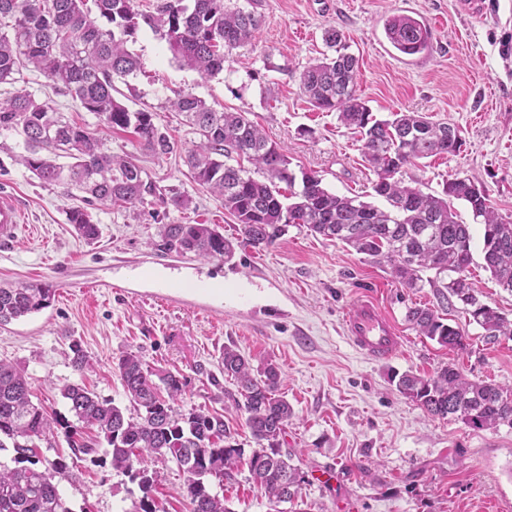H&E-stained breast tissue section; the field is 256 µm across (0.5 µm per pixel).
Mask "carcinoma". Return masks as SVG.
<instances>
[{
  "label": "carcinoma",
  "instance_id": "obj_1",
  "mask_svg": "<svg viewBox=\"0 0 512 512\" xmlns=\"http://www.w3.org/2000/svg\"><path fill=\"white\" fill-rule=\"evenodd\" d=\"M84 2L0 0V84L16 83L24 69L38 71L53 82L57 94L114 129L132 130L139 149L156 156L172 153L175 141L155 124L153 113L132 111L112 95L114 79L124 80L140 68L126 48L129 38L146 25L167 41L179 65L211 78L224 70L227 55L254 40L262 22L258 0H247L245 7L226 0H193L191 6L185 0H158L152 12L137 10L134 0H95L106 20L102 26L84 11ZM384 31L406 55L430 48V31L411 16L387 18ZM323 40L330 53L303 70L300 91L313 107L337 113L341 125L361 135L362 157L375 176L371 196L386 207L359 195L331 193L314 173L296 179L282 148L246 113L217 112L192 93L179 92L172 106L200 136L184 156L191 177L223 201L246 245L268 248L288 227L299 226L390 266L408 288L423 287L425 271L433 270L438 277L451 272L454 277L442 284L443 299L461 303L462 312L483 329L487 343L512 336V319L485 304L468 280L470 225L456 219L453 201L465 202L473 217L482 219L485 269L510 291L512 222L498 219L483 186L468 177L449 180L439 195L400 178L407 166L455 153L460 136L448 137L447 124L420 112L396 111L387 119L377 118L358 94V60L346 52L342 31L330 25ZM0 129L21 136L24 153L18 162L40 181L74 188L89 205L133 206L153 191L132 157L112 154L88 127L64 120L25 89L0 100ZM60 158L70 162L60 164ZM243 160L262 177H254L241 165ZM67 219L82 238H98V224L87 209L72 207ZM159 238L156 247L165 252L226 261L235 254L234 241L209 224H163ZM53 296L45 284H0V326L49 307ZM407 319L418 335L442 347L466 348L462 329L443 322L430 308H411ZM221 366L236 387L224 397L244 411L256 444L249 452L235 443L224 415L202 407L175 409L184 379L153 370L138 353H126L117 362L132 415L82 383L60 389L72 417L103 436L112 470L138 481L143 496L134 512H156L148 493L158 478L151 468L157 462L171 461L183 473L189 512H233L224 498V484L235 482L243 465L270 502L297 497L304 476L292 464V454L281 448L294 410L278 393V369L264 361L255 366L231 346L224 347ZM396 387L431 417H451L478 430L512 427V388L471 380L454 366H443L428 377L404 373ZM53 423L64 429L74 453L98 452L73 441L69 422L49 418L43 406L32 402L23 367L0 360V452L13 449L12 456L0 459V512H73L56 483L67 464L43 461L35 452V441Z\"/></svg>",
  "mask_w": 512,
  "mask_h": 512
}]
</instances>
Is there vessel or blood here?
I'll return each instance as SVG.
<instances>
[{"label": "vessel or blood", "instance_id": "1", "mask_svg": "<svg viewBox=\"0 0 512 512\" xmlns=\"http://www.w3.org/2000/svg\"><path fill=\"white\" fill-rule=\"evenodd\" d=\"M21 222L18 203L0 195V241L10 239ZM343 325L350 342L368 358L389 359L399 355L403 348L400 330L372 299L358 300L346 314Z\"/></svg>", "mask_w": 512, "mask_h": 512}]
</instances>
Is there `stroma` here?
Segmentation results:
<instances>
[{
  "label": "stroma",
  "mask_w": 512,
  "mask_h": 512,
  "mask_svg": "<svg viewBox=\"0 0 512 512\" xmlns=\"http://www.w3.org/2000/svg\"><path fill=\"white\" fill-rule=\"evenodd\" d=\"M260 2L262 25L252 44L234 50L223 72L207 80L180 67L151 29L130 39L140 69L131 81L115 80L113 95L130 110L153 112L177 142L169 155L141 151L132 134L106 128L55 94L44 75L25 71L24 89L86 125L113 154L132 156L154 191L132 210L92 207L100 233L86 241L67 220L75 199L16 163L20 136L0 132V192L16 197L24 212L23 226L0 244V283H42L55 291L48 308L0 327V360L24 367L35 401L61 414L60 388L77 380L128 406L115 365L125 353H139L151 368L183 377L182 408L223 414L236 442L250 449L244 413L225 405L232 384L220 370L221 354L233 345L280 371L279 392L294 409L282 447L294 452L305 475L301 512H512V428L475 430L428 416L392 381L452 363L468 378L512 387V337L485 343L481 327L444 303L439 289L405 287L388 265L303 227H289L268 249L239 247L229 263L153 245L163 224H214L226 237L237 234L222 201L194 182L183 162L198 136L170 105L179 90L216 111L247 113L283 147L293 172L316 173L330 192L369 191L373 174L357 135L299 90L300 73L326 49L322 34L330 24L358 58V91L377 117L412 110L459 130V152L406 167L405 182L436 194L449 179L470 176L497 215L512 222V0H482L476 15L460 11L458 0ZM394 14L427 24L429 51L406 56L388 43L383 23ZM174 193L189 198V206L160 204V196ZM454 208L471 227V282L485 303L512 318V292L483 268L481 225L464 202ZM363 294L399 327V356L368 359L345 336L343 317ZM414 307L459 325L467 349L451 351L418 336L406 319ZM75 343L90 360L82 374L72 366ZM37 453L67 462L57 483L74 512H130L142 496L104 453L74 455L61 429L39 440ZM159 471L152 491L159 512H188L182 474L171 463ZM224 495L232 512H291L290 504L269 503L245 470Z\"/></svg>",
  "instance_id": "35a3bbf8"
}]
</instances>
